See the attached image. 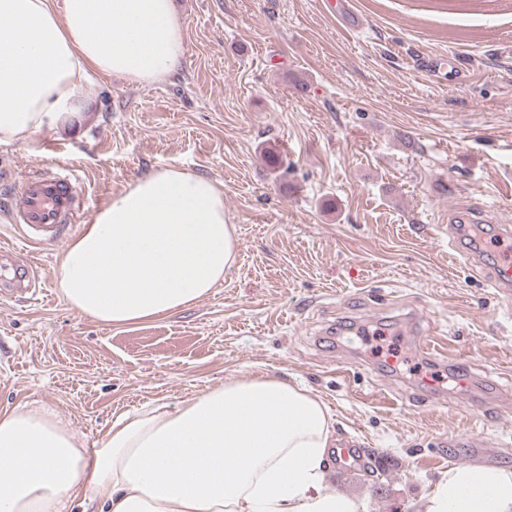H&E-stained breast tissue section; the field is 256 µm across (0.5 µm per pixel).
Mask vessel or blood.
I'll return each mask as SVG.
<instances>
[{
    "mask_svg": "<svg viewBox=\"0 0 512 512\" xmlns=\"http://www.w3.org/2000/svg\"><path fill=\"white\" fill-rule=\"evenodd\" d=\"M79 177L75 170L62 166L52 173L28 172L20 181L13 205L15 227L29 244L41 246L56 244L66 238L79 217L80 201L76 193ZM449 234L456 243H462V252L472 270L483 271L482 240L470 237L472 225L494 224L489 210L463 209L450 215ZM494 240L499 261L493 269L490 283L503 299V308L512 315V226L494 224ZM13 272L14 278L0 283V291L27 297L39 290L37 267L33 261L21 260L13 246H0V274ZM419 355L433 362H448L456 374L458 387H470L475 379L472 365L462 359L446 358L437 342L430 336L419 337ZM331 455L338 474L360 472L367 462L364 449L355 441L344 439L332 449Z\"/></svg>",
    "mask_w": 512,
    "mask_h": 512,
    "instance_id": "1",
    "label": "vessel or blood"
}]
</instances>
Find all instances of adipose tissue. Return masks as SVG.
I'll list each match as a JSON object with an SVG mask.
<instances>
[{
    "mask_svg": "<svg viewBox=\"0 0 512 512\" xmlns=\"http://www.w3.org/2000/svg\"><path fill=\"white\" fill-rule=\"evenodd\" d=\"M185 54L175 0H0V147L79 120L94 76L148 86ZM237 252L222 185L154 169L83 226L57 286L101 324L145 322L208 295ZM332 432L317 396L262 376L121 414L95 448L24 405L0 412V512H363L326 483ZM423 512H512V470L449 469Z\"/></svg>",
    "mask_w": 512,
    "mask_h": 512,
    "instance_id": "1",
    "label": "adipose tissue"
}]
</instances>
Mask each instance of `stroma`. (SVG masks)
Instances as JSON below:
<instances>
[{"label":"stroma","instance_id":"35a3bbf8","mask_svg":"<svg viewBox=\"0 0 512 512\" xmlns=\"http://www.w3.org/2000/svg\"><path fill=\"white\" fill-rule=\"evenodd\" d=\"M177 0L186 55L150 86L112 75L82 95L84 119L0 148V237L33 260L35 299L0 294V412L55 408L87 447L114 418L235 376L320 397L334 439L381 474L342 476L365 512H422L451 468H512V318L448 245V214L492 207L512 225V0ZM76 168L79 224L161 167L224 187L237 259L221 285L155 320L108 326L73 311L5 202L27 172ZM466 355L481 406L425 398L400 324ZM474 439L459 459L454 439Z\"/></svg>","mask_w":512,"mask_h":512}]
</instances>
